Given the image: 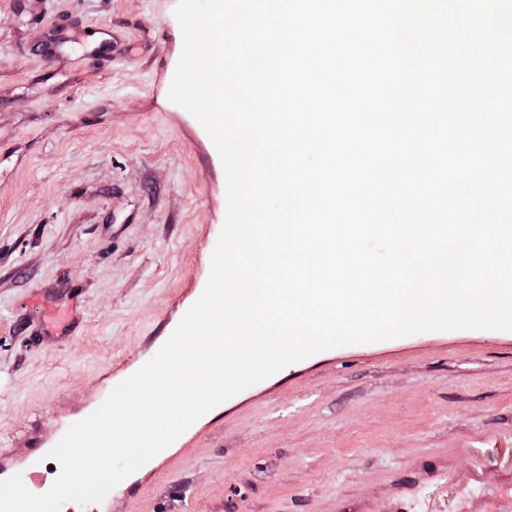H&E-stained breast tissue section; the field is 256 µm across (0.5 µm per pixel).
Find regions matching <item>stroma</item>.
<instances>
[{
	"label": "stroma",
	"mask_w": 512,
	"mask_h": 512,
	"mask_svg": "<svg viewBox=\"0 0 512 512\" xmlns=\"http://www.w3.org/2000/svg\"><path fill=\"white\" fill-rule=\"evenodd\" d=\"M178 0H0V461L179 321L226 217ZM109 512H512V332L346 345L225 401Z\"/></svg>",
	"instance_id": "1"
}]
</instances>
